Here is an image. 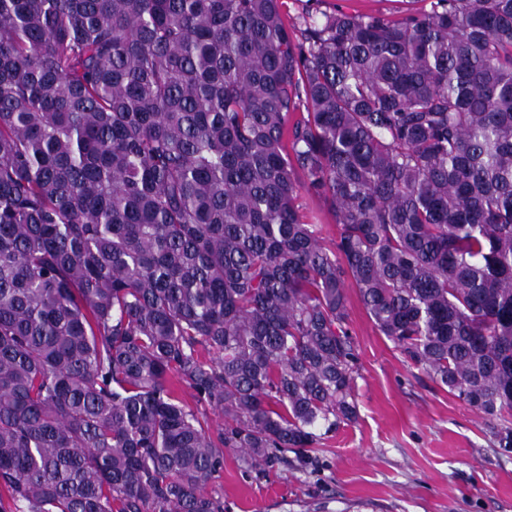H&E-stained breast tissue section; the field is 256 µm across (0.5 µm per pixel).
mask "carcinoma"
I'll return each mask as SVG.
<instances>
[{"mask_svg":"<svg viewBox=\"0 0 512 512\" xmlns=\"http://www.w3.org/2000/svg\"><path fill=\"white\" fill-rule=\"evenodd\" d=\"M279 2L0 0V512H224L355 419L351 288L512 450V0ZM404 3L387 0H324L320 6L321 10L331 11L343 9L346 11H358L370 13L377 10H400ZM300 203L303 204L304 211L312 217L315 224H318L319 234L323 241L329 244L332 239H336L338 230L329 206L305 196L300 199Z\"/></svg>","mask_w":512,"mask_h":512,"instance_id":"cac0c4a2","label":"carcinoma"}]
</instances>
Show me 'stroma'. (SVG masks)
Returning <instances> with one entry per match:
<instances>
[{
  "mask_svg": "<svg viewBox=\"0 0 512 512\" xmlns=\"http://www.w3.org/2000/svg\"><path fill=\"white\" fill-rule=\"evenodd\" d=\"M356 419L307 463L259 475L225 454L224 512H512V452L484 417L438 386L350 294Z\"/></svg>",
  "mask_w": 512,
  "mask_h": 512,
  "instance_id": "1",
  "label": "stroma"
}]
</instances>
